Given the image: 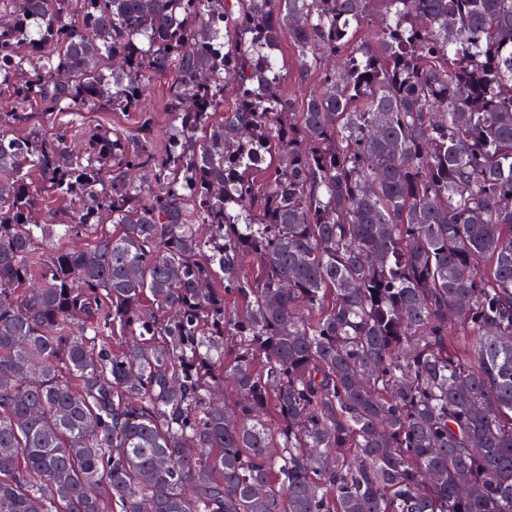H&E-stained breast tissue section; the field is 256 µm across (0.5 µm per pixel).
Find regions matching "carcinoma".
<instances>
[{
    "label": "carcinoma",
    "instance_id": "cac0c4a2",
    "mask_svg": "<svg viewBox=\"0 0 512 512\" xmlns=\"http://www.w3.org/2000/svg\"><path fill=\"white\" fill-rule=\"evenodd\" d=\"M0 97V512H512V0H0ZM168 79L165 77L156 78L152 85L151 95L146 99L144 106L150 109L156 119V138L160 141L168 126L165 110L166 92ZM83 121L79 127L69 128L67 135L75 142H80L81 127L84 129L103 128L112 132V128H129L133 125L135 115L131 112L129 115H124L121 112H85ZM28 120L25 124L14 128L15 136H25L30 130L36 129L46 135V137H54L55 134L63 128L58 124V119H54V115L42 114L41 112L28 113Z\"/></svg>",
    "mask_w": 512,
    "mask_h": 512
}]
</instances>
